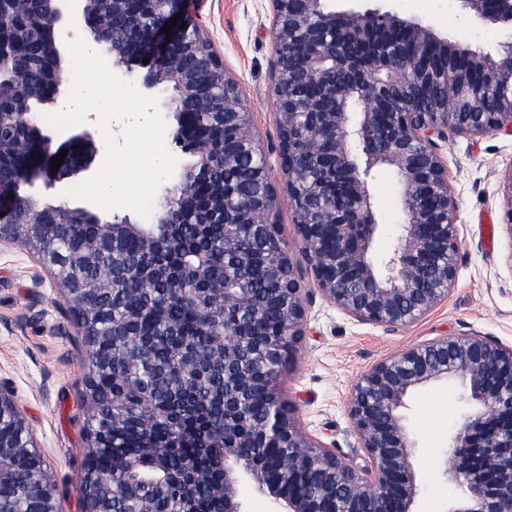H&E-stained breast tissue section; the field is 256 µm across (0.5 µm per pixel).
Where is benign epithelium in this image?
<instances>
[{
	"label": "benign epithelium",
	"instance_id": "1",
	"mask_svg": "<svg viewBox=\"0 0 512 512\" xmlns=\"http://www.w3.org/2000/svg\"><path fill=\"white\" fill-rule=\"evenodd\" d=\"M200 0H77L76 23L89 42L102 47L112 67L147 88L175 90L164 102L172 115V144L189 151L194 162L178 183L166 191L150 222L127 216L102 221L84 208L51 205L39 195L19 193L20 183L51 188L91 169L101 151L85 130L52 148L51 137L28 104L4 111L0 106V143L15 129L25 128L29 140L17 144L25 154L19 171L0 177V239L20 240L35 250L46 267L47 234L66 235L81 224L104 225L91 254L105 245L117 252L129 238L143 243L144 253L123 266L96 261L93 278L75 288L61 284L82 329L97 319L111 288L132 277L144 291L182 292L180 279L162 266L159 257L179 247L174 224L224 223V260L218 272L210 249L201 245L182 257L181 271L205 285L209 300L224 303L242 328L229 322L212 324L214 340L207 353L182 351L173 372L176 386L166 403L149 390L132 412L142 423L136 450L112 456V481L106 487L108 511L83 487L82 512H153L146 483L137 473L141 461L154 453L153 426L166 419L171 447L190 441L185 414L202 409L191 402L204 371L224 367V388L213 404L223 411L210 435L211 446L224 448L219 463L223 479H210L212 462L204 456L185 458L179 471L165 470L161 480L179 489L183 508L198 512V491L207 490L221 512H247L240 488L252 486L268 499L272 512H419L421 494L415 438L405 409L410 394L431 384L459 388L472 406L449 436L438 475L460 494L448 512H512V346L476 333L445 336L411 346L380 361L354 383L348 413L356 439L354 456H343L305 433L295 421L293 406L279 391L283 367L305 335L306 307L315 295L352 319L389 330L409 327L448 299L457 276L460 249L458 203L448 184L443 147L448 135H485L512 131V52L497 57L471 50L453 52L441 80L442 93L422 115L418 98L433 84L431 60L448 54V40L419 22L393 11H336L327 0H269L272 14L271 63L276 108L277 143L265 145L237 78L224 66L206 30L197 22ZM486 26L512 28V5L505 0H458ZM14 13H0V98L11 92L12 65L19 58L10 24L30 0H12ZM48 27L44 45L57 85L39 104H54L68 91L62 72V50L68 10L64 0H40ZM181 20L166 34L165 24ZM375 40L382 59L377 69L358 65L353 47ZM147 62L145 73L133 65ZM220 106L223 124L205 132L199 115ZM66 157L57 172L51 159ZM276 152L303 263L288 255L276 221L277 187L251 198L229 182L215 185L208 203L197 206L193 183L209 182L245 155L266 159ZM382 167L392 169L401 185V222L392 256L374 260L379 229L369 180ZM506 230L512 236V170L502 177ZM259 252L266 289L275 314L248 281L249 256ZM120 332L112 345V377L126 365L149 361L152 341ZM9 407L20 425L30 429L9 383L0 381V410ZM17 449L0 440V484L15 475ZM25 484L43 505L40 512H58L57 486L43 469Z\"/></svg>",
	"mask_w": 512,
	"mask_h": 512
}]
</instances>
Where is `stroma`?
I'll return each instance as SVG.
<instances>
[{"label":"stroma","mask_w":512,"mask_h":512,"mask_svg":"<svg viewBox=\"0 0 512 512\" xmlns=\"http://www.w3.org/2000/svg\"><path fill=\"white\" fill-rule=\"evenodd\" d=\"M387 9L431 26L440 36L484 54L512 47V30L488 29L464 15L457 0H387ZM198 18L238 79L263 140L276 141L268 0H204ZM448 183L458 201L461 244L457 279L441 306L411 327L390 331L354 321L322 299L307 308L306 334L284 369L282 392L301 427L344 455L355 437L347 402L357 378L399 351L442 336L477 333L512 345V235L500 189L512 170V134L456 135L444 150ZM370 192L383 229L375 260L395 247L399 188L388 169L375 172ZM83 336L53 276L27 247L0 242V380L9 381L40 444L62 512H81L82 455L88 443ZM467 411L458 394L428 387L408 400L421 447V512H444L456 486L436 477L448 435Z\"/></svg>","instance_id":"obj_1"}]
</instances>
